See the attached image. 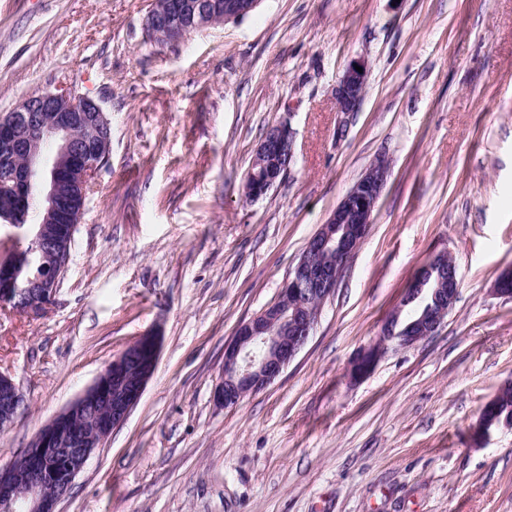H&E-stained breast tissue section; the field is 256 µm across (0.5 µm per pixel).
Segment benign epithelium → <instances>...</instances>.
<instances>
[{
    "instance_id": "7a95c632",
    "label": "benign epithelium",
    "mask_w": 512,
    "mask_h": 512,
    "mask_svg": "<svg viewBox=\"0 0 512 512\" xmlns=\"http://www.w3.org/2000/svg\"><path fill=\"white\" fill-rule=\"evenodd\" d=\"M262 0H153L146 19L151 39L169 42L207 24L243 19ZM362 71H357L356 67ZM368 69L363 60L345 69L336 88L338 111L348 114L360 105L367 83ZM111 130L101 107L92 99L72 91L46 90L23 101L12 113L0 118V165L21 166L39 205L37 239L46 277L30 278L20 286L9 277L0 280V308L35 315L54 303L61 276L69 260L59 249L58 225L66 222L69 188L73 184L90 188L106 154L93 145L99 131ZM54 146L51 157L42 147ZM294 155V138L285 125L269 128L257 145L253 159L265 168L258 181L244 185L252 200L267 195L289 169ZM388 170L373 164L352 186L333 210L325 224L311 237L303 255L283 281L277 298L249 320L242 322L224 346V368L216 390L224 407L237 405L246 395L272 384L285 367L307 344L317 321V313L307 306L318 298L335 293L344 268L365 238L382 196ZM330 255V260L315 264L314 252ZM444 262L436 256L422 264L410 284L413 298L422 295V283L433 266ZM439 307L416 329L401 336L382 328L377 341L353 361L350 374L360 379L370 374L391 350L406 349L438 332L445 315L458 297L457 276L438 288ZM261 346L258 357L250 355ZM159 335L149 331L126 347L104 368L96 381L71 405L46 423L23 450L24 469L11 464L0 466V512H56L58 502L72 489L96 450L122 425L139 403L148 382L154 376L160 355ZM107 401L108 415L96 423L94 433L79 436L71 422L87 408L90 400ZM24 396L12 378L0 372V427L7 429L15 421ZM496 399L487 402L474 430L482 442L499 427L492 415Z\"/></svg>"
}]
</instances>
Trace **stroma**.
<instances>
[{
    "label": "stroma",
    "instance_id": "35a3bbf8",
    "mask_svg": "<svg viewBox=\"0 0 512 512\" xmlns=\"http://www.w3.org/2000/svg\"><path fill=\"white\" fill-rule=\"evenodd\" d=\"M152 0H0V116L48 89L111 121L55 301L0 309V372L25 402L0 465L141 334L157 370L57 512H512V430L475 443L512 377V0H261L159 44ZM368 64L338 135L335 91ZM295 158L258 201L266 131ZM367 238L303 349L263 391L215 404L224 346L273 302L308 240L378 157ZM445 253L459 296L442 329L350 365L420 265Z\"/></svg>",
    "mask_w": 512,
    "mask_h": 512
}]
</instances>
